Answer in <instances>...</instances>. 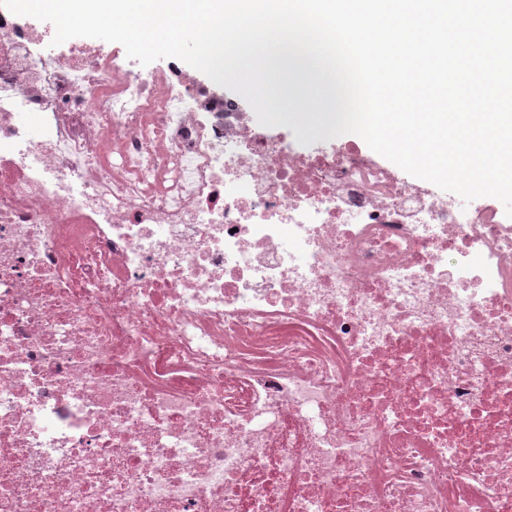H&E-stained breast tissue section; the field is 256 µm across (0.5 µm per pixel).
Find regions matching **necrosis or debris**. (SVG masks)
Listing matches in <instances>:
<instances>
[{
    "label": "necrosis or debris",
    "mask_w": 512,
    "mask_h": 512,
    "mask_svg": "<svg viewBox=\"0 0 512 512\" xmlns=\"http://www.w3.org/2000/svg\"><path fill=\"white\" fill-rule=\"evenodd\" d=\"M0 7V512H512V221Z\"/></svg>",
    "instance_id": "1"
}]
</instances>
